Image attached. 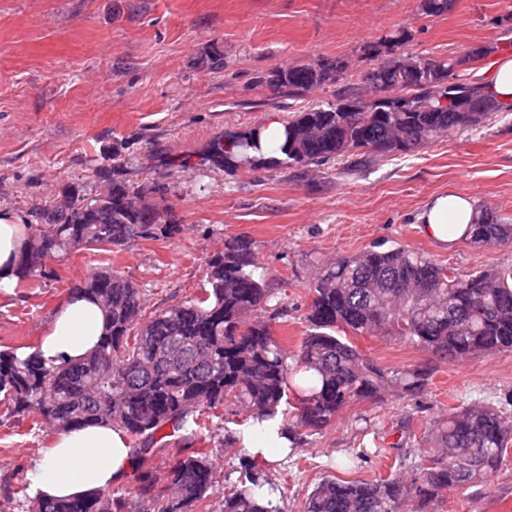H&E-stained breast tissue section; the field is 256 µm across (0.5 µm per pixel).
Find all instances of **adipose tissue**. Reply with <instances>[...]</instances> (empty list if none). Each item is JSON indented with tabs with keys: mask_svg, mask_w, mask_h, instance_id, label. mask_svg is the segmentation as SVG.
Listing matches in <instances>:
<instances>
[{
	"mask_svg": "<svg viewBox=\"0 0 512 512\" xmlns=\"http://www.w3.org/2000/svg\"><path fill=\"white\" fill-rule=\"evenodd\" d=\"M475 218L471 199L444 194L429 200L419 222L425 235L448 244L455 236L449 234V225H456V234H462ZM27 239V227L20 219L0 214V288L15 282L16 265ZM105 329V314L95 301L68 297L56 309L37 352L50 363L84 357L99 343ZM133 455L124 432L109 425L57 434L52 448L42 452L29 472L27 492L40 499L108 491L127 476Z\"/></svg>",
	"mask_w": 512,
	"mask_h": 512,
	"instance_id": "ef3b65f1",
	"label": "adipose tissue"
}]
</instances>
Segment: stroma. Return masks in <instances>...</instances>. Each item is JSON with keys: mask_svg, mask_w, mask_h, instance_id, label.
<instances>
[{"mask_svg": "<svg viewBox=\"0 0 512 512\" xmlns=\"http://www.w3.org/2000/svg\"><path fill=\"white\" fill-rule=\"evenodd\" d=\"M400 31L411 36L409 51L424 57L492 46L457 71L460 82L489 85L498 62L512 57V0H456L438 18L422 15L419 0H0V212L37 225V206L98 197L108 186L102 170L118 159L126 181L145 186L147 203L182 227L119 251H72L0 288V350L37 346L73 286L104 268L140 288L146 314L194 298L206 285V260L233 236L252 241L273 301L287 306L275 331L293 352L307 331L306 285L336 256L382 242L463 274L512 266V246L444 245L418 222L433 195L453 192L512 224V112L364 167L346 156L309 169L230 173L206 160L219 136L363 88L364 47ZM315 59L347 68L299 98L261 82L273 69ZM352 342L381 367L428 364L434 372L419 395L391 392L352 405L307 434L295 454L266 460L281 512H302L348 453L366 450L361 478L387 474L396 456L412 465L434 418L497 404L512 391V354L451 363L387 336ZM248 430L225 406L203 429L220 486L238 480ZM53 439L35 417H8L0 404V512H24L27 474ZM507 459L485 482L450 493L439 512H512V453Z\"/></svg>", "mask_w": 512, "mask_h": 512, "instance_id": "obj_1", "label": "stroma"}]
</instances>
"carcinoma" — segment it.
<instances>
[{
  "label": "carcinoma",
  "instance_id": "obj_1",
  "mask_svg": "<svg viewBox=\"0 0 512 512\" xmlns=\"http://www.w3.org/2000/svg\"><path fill=\"white\" fill-rule=\"evenodd\" d=\"M454 0H421V13L448 14ZM410 36L398 32L364 48L371 95L351 94L313 106L283 124L282 141L270 155L262 131L253 129L214 143L210 161L228 170L323 165L347 155L406 156L419 147L475 126L490 112H512L490 86L463 85L469 96H448L456 70L493 52L489 46L461 57L432 58L408 51ZM343 61L278 68L262 79L290 97L336 79ZM145 187L112 179L105 198L74 199L65 208H38L41 232L30 234L18 261L19 279L32 276L48 258L97 245L124 248L141 239L171 238L181 225L145 202ZM462 238L484 247L512 246V224L488 210ZM202 295L146 316L140 289L115 270L77 284L104 307L108 333L83 360L47 363L0 350V399L10 416L38 415L51 432L98 423L118 427L139 448L132 490L92 492L54 501L35 500L27 512H281L265 506L261 490H278L255 457L242 460L236 484L223 492L212 449L179 447L169 438L206 427L210 411L235 406L252 423L281 416L294 452L302 435L321 431L346 407L396 390L421 393L433 368L385 369L362 355L347 334L386 335L442 360L512 354V266L460 274L430 256L404 247L373 246L321 268L306 285L311 295L307 336L291 353L275 324L285 307L267 319L252 318L270 291L250 240L232 237L206 262ZM512 392L499 405L472 403L437 417L427 428L417 461L403 475L370 480L323 478L303 512H432L451 492L473 487L497 472L512 447ZM171 450L166 473L147 464L157 450Z\"/></svg>",
  "mask_w": 512,
  "mask_h": 512
}]
</instances>
